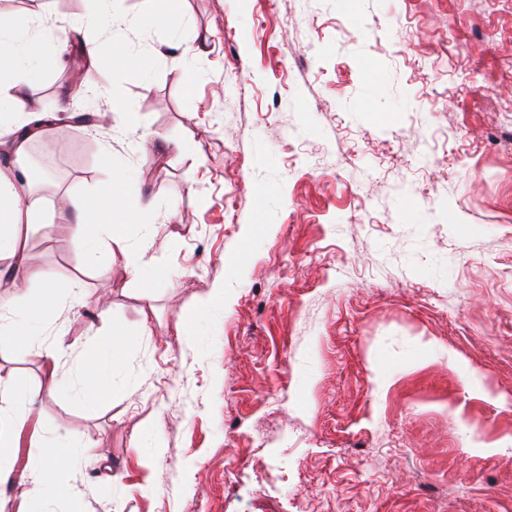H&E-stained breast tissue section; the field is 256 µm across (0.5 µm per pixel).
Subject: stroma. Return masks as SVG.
<instances>
[{"label": "stroma", "instance_id": "stroma-1", "mask_svg": "<svg viewBox=\"0 0 512 512\" xmlns=\"http://www.w3.org/2000/svg\"><path fill=\"white\" fill-rule=\"evenodd\" d=\"M119 8L0 0L101 57L80 92L35 45L50 115L24 158L0 150L50 169L27 264L78 283L43 333L72 346L56 371L0 347L27 398L0 512L40 441L75 435L92 458L41 512H512V0ZM114 176L147 224L79 264L57 199ZM119 333L85 404L77 348Z\"/></svg>", "mask_w": 512, "mask_h": 512}]
</instances>
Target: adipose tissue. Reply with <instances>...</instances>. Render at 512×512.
Instances as JSON below:
<instances>
[{
	"label": "adipose tissue",
	"mask_w": 512,
	"mask_h": 512,
	"mask_svg": "<svg viewBox=\"0 0 512 512\" xmlns=\"http://www.w3.org/2000/svg\"><path fill=\"white\" fill-rule=\"evenodd\" d=\"M37 40L51 43L57 54L67 50V40L58 29L45 26L34 35L29 26L12 14L0 13V118H6L8 125L18 128L31 126L39 99V89L30 81L37 65L30 46ZM21 85L28 89L27 98L16 94ZM99 193L110 200L111 218L106 224L98 222V212L87 199L70 194L61 197L62 203L72 210L75 238L86 246L80 255L85 263L96 261L99 245L122 240L128 218L135 216L140 208L131 198L112 195L108 186H101ZM47 212L44 199L31 190L29 180L20 178L15 170L0 169V254L15 258L17 275L41 284L38 292L0 301V345L24 338L37 358L54 365L64 356L65 346L58 339L41 342L39 336L44 324L56 314L60 283L49 273L30 271L22 261L20 247L21 232L45 224ZM90 455L87 443L80 439L64 450L45 446L41 464L28 472L27 480L36 492L64 493L76 459Z\"/></svg>",
	"instance_id": "ef3b65f1"
}]
</instances>
